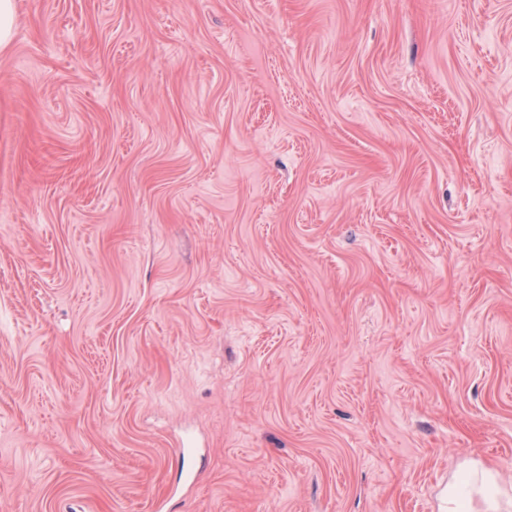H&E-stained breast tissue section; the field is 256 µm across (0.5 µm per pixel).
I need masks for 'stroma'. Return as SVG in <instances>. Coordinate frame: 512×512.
I'll return each instance as SVG.
<instances>
[{
	"instance_id": "35a3bbf8",
	"label": "stroma",
	"mask_w": 512,
	"mask_h": 512,
	"mask_svg": "<svg viewBox=\"0 0 512 512\" xmlns=\"http://www.w3.org/2000/svg\"><path fill=\"white\" fill-rule=\"evenodd\" d=\"M512 483V0H17L0 512H443ZM502 489L496 472L481 467L463 470L448 490V512L476 511V498L482 502L485 512L510 511V496L507 506H502Z\"/></svg>"
}]
</instances>
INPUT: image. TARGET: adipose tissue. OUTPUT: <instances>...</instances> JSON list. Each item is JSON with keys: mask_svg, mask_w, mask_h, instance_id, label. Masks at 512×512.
<instances>
[{"mask_svg": "<svg viewBox=\"0 0 512 512\" xmlns=\"http://www.w3.org/2000/svg\"><path fill=\"white\" fill-rule=\"evenodd\" d=\"M502 487L498 475L491 470L472 467L463 470L448 490V512H503Z\"/></svg>", "mask_w": 512, "mask_h": 512, "instance_id": "obj_1", "label": "adipose tissue"}]
</instances>
